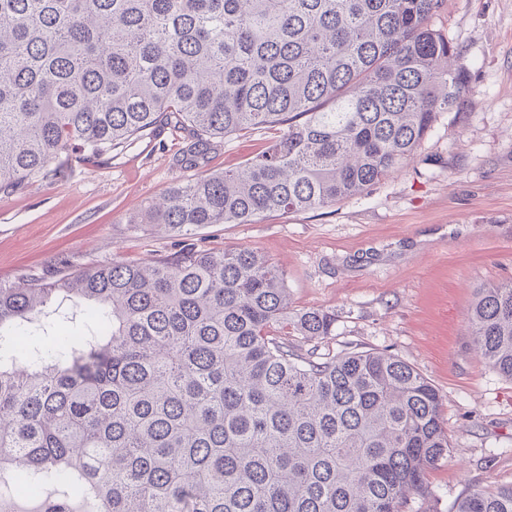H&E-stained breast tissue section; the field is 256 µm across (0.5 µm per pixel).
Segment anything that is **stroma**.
I'll return each instance as SVG.
<instances>
[{"label":"stroma","instance_id":"1","mask_svg":"<svg viewBox=\"0 0 512 512\" xmlns=\"http://www.w3.org/2000/svg\"><path fill=\"white\" fill-rule=\"evenodd\" d=\"M467 83L400 171L367 193L254 224L197 229L198 248L250 247L284 271L292 304L336 315V333L302 349H384L438 390L451 446L405 512H454L474 489L512 484V380L473 349L476 288L512 280V0H442L431 20ZM279 128L219 140L198 168L177 164L190 142L170 126L94 161L74 153L61 174L0 193V281L71 266L171 257L178 239L132 216L173 182L241 166Z\"/></svg>","mask_w":512,"mask_h":512}]
</instances>
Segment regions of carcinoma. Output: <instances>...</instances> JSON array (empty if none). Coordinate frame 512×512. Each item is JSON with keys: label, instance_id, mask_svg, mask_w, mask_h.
Wrapping results in <instances>:
<instances>
[{"label": "carcinoma", "instance_id": "obj_1", "mask_svg": "<svg viewBox=\"0 0 512 512\" xmlns=\"http://www.w3.org/2000/svg\"><path fill=\"white\" fill-rule=\"evenodd\" d=\"M441 0H0V192L164 126L179 165L283 127L131 218L174 257L0 282V499L45 512H402L448 456L441 398L382 350L325 357L261 252L199 250L207 224L328 207L401 168L465 87ZM475 350L512 380V281L475 290ZM455 512H512V484Z\"/></svg>", "mask_w": 512, "mask_h": 512}]
</instances>
